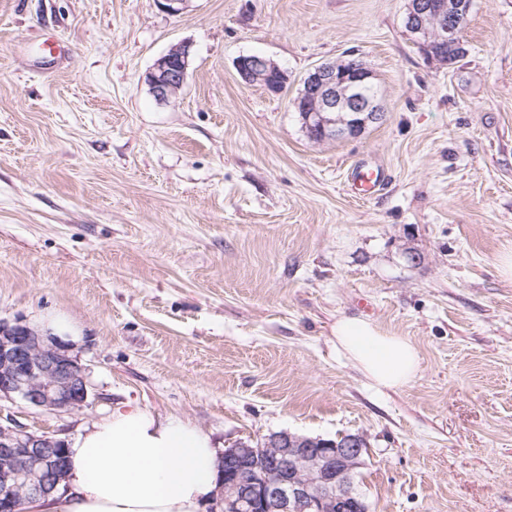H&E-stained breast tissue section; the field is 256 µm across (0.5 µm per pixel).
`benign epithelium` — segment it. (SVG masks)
I'll use <instances>...</instances> for the list:
<instances>
[{"instance_id": "7a95c632", "label": "benign epithelium", "mask_w": 512, "mask_h": 512, "mask_svg": "<svg viewBox=\"0 0 512 512\" xmlns=\"http://www.w3.org/2000/svg\"><path fill=\"white\" fill-rule=\"evenodd\" d=\"M470 0H408L404 26L429 58L430 42L448 49L458 45V21L467 16ZM193 61L192 45L171 46L145 73L144 81L159 102L183 88ZM241 78L278 94L287 83L284 70L262 55L236 61ZM373 82L372 72L356 59L323 63L311 70L293 100L306 124L331 126L330 138L359 136L384 111L379 95L367 97L359 86ZM352 112L350 123L326 121L328 114ZM88 368L56 338L28 325L0 319V401L23 402L35 410L69 412L88 403ZM62 440L27 430L12 415L0 414V480L10 485L6 512H23V505L55 495L66 479L58 455ZM258 448L239 442L223 453V481L214 503L223 512H344L354 500L350 475L368 453L359 434L342 445L288 432L265 438L263 469L253 464Z\"/></svg>"}]
</instances>
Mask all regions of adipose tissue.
I'll list each match as a JSON object with an SVG mask.
<instances>
[{"label":"adipose tissue","instance_id":"ef3b65f1","mask_svg":"<svg viewBox=\"0 0 512 512\" xmlns=\"http://www.w3.org/2000/svg\"><path fill=\"white\" fill-rule=\"evenodd\" d=\"M334 336L373 387H405L420 370L413 343L371 321L340 318ZM66 446L60 512H206L213 501L218 449L195 424L125 404L67 438Z\"/></svg>","mask_w":512,"mask_h":512}]
</instances>
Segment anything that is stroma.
Masks as SVG:
<instances>
[{
  "label": "stroma",
  "instance_id": "obj_1",
  "mask_svg": "<svg viewBox=\"0 0 512 512\" xmlns=\"http://www.w3.org/2000/svg\"><path fill=\"white\" fill-rule=\"evenodd\" d=\"M406 4L0 0V319L67 315L91 383L78 411H0L71 436L131 403L223 449L360 434L369 512H512V0H473L451 65ZM181 41L187 81L158 102L143 76ZM249 54L281 93L241 79ZM345 56L385 112L314 141L292 102ZM363 162L387 181L359 200ZM342 316L409 338L415 379L370 387ZM236 69L245 82L259 84L274 94L280 93L288 80L284 70L262 55L239 57L236 61Z\"/></svg>",
  "mask_w": 512,
  "mask_h": 512
}]
</instances>
